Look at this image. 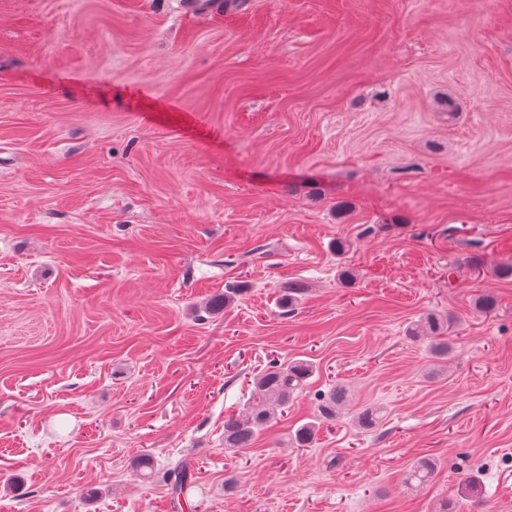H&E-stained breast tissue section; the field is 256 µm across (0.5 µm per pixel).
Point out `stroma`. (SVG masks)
<instances>
[{
    "label": "stroma",
    "mask_w": 512,
    "mask_h": 512,
    "mask_svg": "<svg viewBox=\"0 0 512 512\" xmlns=\"http://www.w3.org/2000/svg\"><path fill=\"white\" fill-rule=\"evenodd\" d=\"M511 261L512 0H0V512H512ZM448 332V321L434 314L417 320L409 330V336L416 340L439 339ZM313 372L312 365L306 361L272 360L254 378L259 401L250 407L244 418L224 420V448H251L260 435L277 422L278 412L282 414L295 395L304 389ZM166 481L170 485L172 493L179 504L180 496L185 494L191 483V474L184 463L177 464L167 470Z\"/></svg>",
    "instance_id": "35a3bbf8"
}]
</instances>
